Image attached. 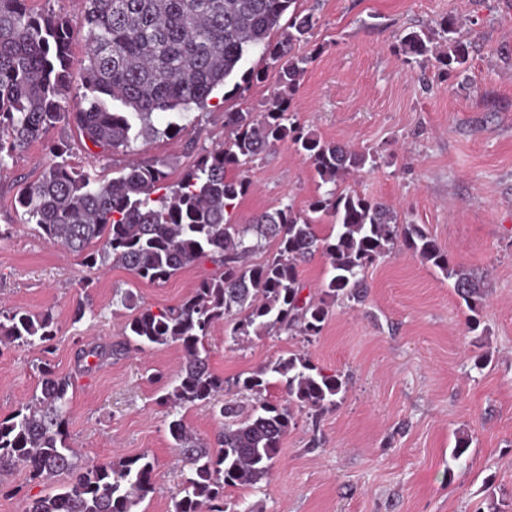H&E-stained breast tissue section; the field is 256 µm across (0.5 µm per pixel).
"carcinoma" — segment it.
I'll return each mask as SVG.
<instances>
[{"instance_id": "obj_1", "label": "carcinoma", "mask_w": 512, "mask_h": 512, "mask_svg": "<svg viewBox=\"0 0 512 512\" xmlns=\"http://www.w3.org/2000/svg\"><path fill=\"white\" fill-rule=\"evenodd\" d=\"M296 0H85L80 25L52 14L36 15L27 0H0V167L25 145L51 128L74 125L98 157L129 148L156 133L152 115L203 106L211 94L241 73L242 85L261 74L242 69L257 53L279 69V84L261 112L224 113V146L204 151L174 185L164 164H129L102 181L67 161L63 142L45 145L48 163L40 180L22 187L17 203L20 223L37 224L45 239L83 256L88 265L112 261L136 278L161 284L203 259L219 272L202 280L191 296L159 312L144 308L127 291L120 304L135 311L122 339L110 348L83 350L78 359L122 356L132 349L177 342L184 364L165 400L182 407L208 403L224 420L220 448L213 450L192 434L183 420L168 428L174 447L189 466L182 497L172 512H235L224 487L254 488L276 462L282 440L294 425L295 411H319L336 404L345 390L338 375H327L301 354H291L234 386L254 397L245 404L219 398L224 379L214 374L204 340L212 327L235 320L231 339L272 331L321 334L332 306L359 303L366 294L364 273L397 247L414 253L453 280L457 296L471 312V329L480 325L485 301L481 276L452 266L448 254L423 229L402 224L383 203L334 186L375 162L296 125L288 102L309 56L295 53L317 18L289 8ZM274 30L280 39L270 40ZM442 59L458 70L469 52L450 18L441 25ZM86 43L83 92L71 93V45ZM403 53L421 64L437 50L433 34L412 31ZM120 105L122 111L114 110ZM291 141L333 188L309 205L312 213L331 214V233H317L314 219L284 204L256 216L250 224L232 218L236 200L247 194L246 166L278 143ZM275 255L250 264L262 243ZM329 259L331 275L319 298L303 295L299 265L317 253ZM57 334L52 312L14 310L0 320V343L46 344ZM276 378L287 404L263 396ZM71 378L42 370L39 392L13 415L0 418V476L18 466L32 479L68 481L54 495L30 500L26 512H134L155 491L154 463L147 456L108 463H79L65 438Z\"/></svg>"}]
</instances>
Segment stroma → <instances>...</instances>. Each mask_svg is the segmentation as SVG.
Returning <instances> with one entry per match:
<instances>
[{
	"mask_svg": "<svg viewBox=\"0 0 512 512\" xmlns=\"http://www.w3.org/2000/svg\"><path fill=\"white\" fill-rule=\"evenodd\" d=\"M319 22L296 46L311 62L290 101L294 120L323 140L376 154L375 167L348 176L350 190L391 206L447 252L451 264L485 273L489 294L479 330L451 280L411 252L380 258L365 274L363 303L333 306L320 336L270 333L238 344L230 323L205 339L212 371L225 382L257 372L293 352L346 382L335 406L304 412L283 439L279 457L256 488L228 487L227 502L248 512H486L512 502V0H296ZM455 19L470 42L464 72L430 60L408 62L402 37ZM247 67L262 80L237 92L217 89L186 119L153 115L157 136L95 159L75 127L59 126L18 150L0 170V310L51 311L58 331L50 348L0 344V418L38 386L41 366L70 375L66 441L84 459L148 455L155 493L136 512H171L188 474L169 434L164 396L183 361L179 344L150 346L121 357L76 353L119 338L130 310L177 305L217 267L202 260L167 282L137 279L118 264L87 266L81 257L18 221L15 201L39 180L46 142L64 140L68 161L107 181L128 160L167 163L176 184L202 150L223 143L224 115L260 109L278 82L259 55ZM181 121L182 131L165 133ZM249 192L234 219L292 204L307 211L326 192L309 162L289 142L247 168ZM86 314L73 322L76 306ZM470 445L457 467L448 462L458 436ZM57 482L31 481L25 468L0 478V512H25L31 498Z\"/></svg>",
	"mask_w": 512,
	"mask_h": 512,
	"instance_id": "1",
	"label": "stroma"
}]
</instances>
